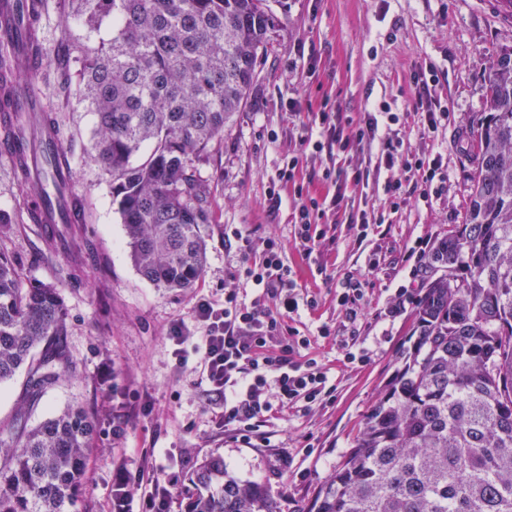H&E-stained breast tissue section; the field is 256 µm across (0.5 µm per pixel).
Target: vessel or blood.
I'll list each match as a JSON object with an SVG mask.
<instances>
[{
  "instance_id": "1",
  "label": "vessel or blood",
  "mask_w": 512,
  "mask_h": 512,
  "mask_svg": "<svg viewBox=\"0 0 512 512\" xmlns=\"http://www.w3.org/2000/svg\"><path fill=\"white\" fill-rule=\"evenodd\" d=\"M27 0H0V38L10 46L14 56L16 71L31 73L36 69L28 49ZM0 97L8 103L9 112H45L46 98L37 86L22 89L8 84L0 88ZM43 152L30 156L26 145L10 138L0 140V155L11 161L29 157L26 169L20 170L21 180L30 182L38 193L31 208L46 233H53L60 224H78L83 215L69 198L73 194V174L71 169L57 166L55 158L62 150L59 131L52 125L42 127Z\"/></svg>"
}]
</instances>
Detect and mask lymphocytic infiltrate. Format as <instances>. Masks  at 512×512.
<instances>
[{
	"instance_id": "f902f5d3",
	"label": "lymphocytic infiltrate",
	"mask_w": 512,
	"mask_h": 512,
	"mask_svg": "<svg viewBox=\"0 0 512 512\" xmlns=\"http://www.w3.org/2000/svg\"><path fill=\"white\" fill-rule=\"evenodd\" d=\"M439 83L437 67L429 62L419 63L412 76L413 103L411 110L423 136L437 137L448 125V104L435 93ZM398 121L387 102H380L377 112L365 113L351 130H343L342 117L330 101H322L313 114L314 129L305 130L302 146L320 153L337 149L340 152L378 148L380 162L386 170L400 169L411 173L412 187L401 179L387 177L382 193L386 210L377 211L374 218L352 216L348 219L357 241H366L371 224H384L386 211L407 207L412 198L425 201L441 196L448 181V170L441 155L411 151L402 138L380 136V120ZM300 165L299 156L288 157L276 175L269 195L279 199V189L292 185L298 199L294 242L302 259H310L326 239L327 213L339 210L340 196L329 198L312 194L308 187L295 180ZM234 241L240 257L237 278L251 282L278 301L277 312H270L258 302L239 300L236 289L224 293L223 303L199 299L193 310L195 320L204 326V334L191 338L184 324L174 325L169 339L174 346L176 361H183L184 346L196 341L202 351L203 375L213 393L224 405V431L233 439L250 443L267 413L276 410L310 412L332 404L337 385L328 370L314 357L300 358V350L310 348L314 337L300 335L287 320L300 308L315 309L316 296H300L293 266L283 260V244L276 236L266 237L254 244L250 235L232 228L224 233ZM177 486L175 474L155 476L147 486L135 489L130 484L127 469H118L112 484L113 512H170L172 494Z\"/></svg>"
}]
</instances>
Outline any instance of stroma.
I'll list each match as a JSON object with an SVG mask.
<instances>
[{
    "instance_id": "35a3bbf8",
    "label": "stroma",
    "mask_w": 512,
    "mask_h": 512,
    "mask_svg": "<svg viewBox=\"0 0 512 512\" xmlns=\"http://www.w3.org/2000/svg\"><path fill=\"white\" fill-rule=\"evenodd\" d=\"M268 5L278 24L270 33L267 55L258 62L248 103L214 145L210 162L199 167L211 182L218 221L200 227L207 264L194 288H159L136 271L109 177L89 157L95 117L76 95L61 93L52 75L39 85L72 154L74 185L83 201L84 223L67 229L71 248L85 256L79 280H60L58 271L68 258L46 248L40 225L28 217L27 194L9 161L0 157V223L8 228L0 236V249L14 261L24 285H56L68 312L66 346L76 364L74 372L43 395L29 422L38 424L71 403L84 405L98 420L81 480L80 512H112V476L128 453L145 456L147 470L176 472L171 512H185L189 478L213 456L222 457L237 480L262 485L281 512H303L400 368L402 351L413 344L414 308L394 319L384 316L395 288L426 286L405 259L408 247L420 237L438 243L465 221L471 150L484 116L485 72L499 49L512 45V26L495 23L481 0H268ZM425 60L440 72L437 92L448 99L450 123L435 140L423 137L413 121L387 124L382 131L400 135L413 150L442 155L448 168L445 193L429 202L412 200L389 223L375 228L368 241L356 242L345 215L364 210L366 199L377 198V183L388 172L380 168L374 151L336 155L344 169L368 168L372 181L347 189L341 214L328 217L334 238L324 241L310 260H302L294 245L296 201L291 190H282L278 209L269 204L278 169L289 155L301 154L298 120L288 110L289 101H297L305 112L327 96L353 119L383 100L402 113L410 105L407 90L414 66ZM301 156L300 176L310 179V191L328 193L327 185L310 178L327 156ZM228 226L256 241L271 233L279 236L299 285L317 296L318 308L300 309L291 327L310 335L326 322L339 331L338 337L317 339L310 349L337 381L335 402L306 416L268 414L261 438L248 446L225 435L222 404L200 382V352L188 348L185 365H177L168 340L174 324L193 325L199 298L223 303L228 288H237L245 301L256 299L276 310V299L235 279L239 257L224 245ZM374 248L381 264L369 275L352 324L336 305V291L348 276L364 273ZM355 330L366 336L373 352L363 368L345 366L337 345ZM117 421L126 424L119 441L112 437Z\"/></svg>"
}]
</instances>
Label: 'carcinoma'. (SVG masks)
Here are the masks:
<instances>
[{
    "label": "carcinoma",
    "mask_w": 512,
    "mask_h": 512,
    "mask_svg": "<svg viewBox=\"0 0 512 512\" xmlns=\"http://www.w3.org/2000/svg\"><path fill=\"white\" fill-rule=\"evenodd\" d=\"M266 0H61L56 79L97 116L92 160L110 176L130 258L158 288L200 278L199 225L217 221L198 164L241 110L267 51ZM103 26L108 41L95 44ZM465 223L432 257L411 350L336 474L304 512H512V47L489 66ZM57 288L26 287L0 251V384L23 370L0 422V512H71L97 433L82 409L28 414L75 368ZM187 512H279L224 460L195 470Z\"/></svg>",
    "instance_id": "obj_1"
}]
</instances>
